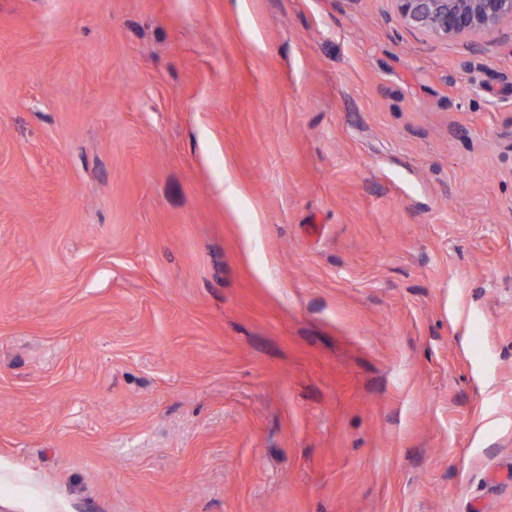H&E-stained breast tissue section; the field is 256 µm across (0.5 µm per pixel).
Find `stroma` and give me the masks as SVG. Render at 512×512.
Wrapping results in <instances>:
<instances>
[{
  "label": "stroma",
  "instance_id": "obj_1",
  "mask_svg": "<svg viewBox=\"0 0 512 512\" xmlns=\"http://www.w3.org/2000/svg\"><path fill=\"white\" fill-rule=\"evenodd\" d=\"M0 472V512H512V23L0 0Z\"/></svg>",
  "mask_w": 512,
  "mask_h": 512
}]
</instances>
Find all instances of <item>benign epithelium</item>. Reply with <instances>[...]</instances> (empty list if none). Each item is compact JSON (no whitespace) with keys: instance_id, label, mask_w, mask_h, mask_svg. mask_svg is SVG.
<instances>
[{"instance_id":"1","label":"benign epithelium","mask_w":512,"mask_h":512,"mask_svg":"<svg viewBox=\"0 0 512 512\" xmlns=\"http://www.w3.org/2000/svg\"><path fill=\"white\" fill-rule=\"evenodd\" d=\"M410 29L448 39L512 21V0H394Z\"/></svg>"}]
</instances>
